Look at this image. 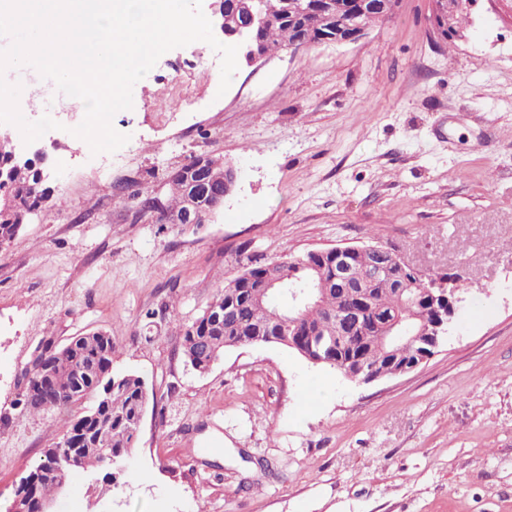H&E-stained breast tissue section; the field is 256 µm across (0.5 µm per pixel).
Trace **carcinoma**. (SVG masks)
<instances>
[{
	"label": "carcinoma",
	"instance_id": "cac0c4a2",
	"mask_svg": "<svg viewBox=\"0 0 512 512\" xmlns=\"http://www.w3.org/2000/svg\"><path fill=\"white\" fill-rule=\"evenodd\" d=\"M264 8L271 21L250 35L253 44L270 55L288 48L294 43L296 32L283 21L284 0H264ZM0 197L7 194L11 198V218L0 217V245L11 242L24 224L25 218L34 213L46 198L44 184L37 179L36 173L26 164L12 161L8 148L0 147ZM169 192L164 200L168 211L181 209L185 185L178 174L168 179ZM271 276L280 283L266 292V299L257 303L253 294L260 291L263 277ZM311 271L300 266L296 258L271 261L267 264L247 267L238 276L224 282L211 306L218 309L226 307L227 301L235 297L237 304L224 315L222 324H205L204 316L197 317L183 327L181 337L182 355L194 369L204 371L208 364L220 359L228 349L243 346L245 343L269 335V328L260 325V314L266 308L279 309L288 306V296L281 288L288 285L302 287L308 284ZM317 300L310 306L294 313L299 331L305 342L318 340L324 330L335 318L336 313L352 305L349 297L339 295L333 289L316 291ZM368 317L365 327L355 347L348 345L325 355L324 366L336 368L332 361L346 357L350 352L361 355L367 361L377 362L384 359L387 348L375 338V318L380 314L391 317H410L416 307L407 301V295L397 289L396 275L379 278L369 291L367 303ZM112 337L101 334L89 341L80 340L76 347L65 352L57 348L50 352V362L56 364L55 383L67 391L77 379V372L89 369L103 361H112ZM87 395L93 398L89 411L83 415H97L93 420H85V432L77 453L80 468L93 467L112 455L115 463H120L133 448L139 427L138 420L142 407L149 401L147 387L143 386L136 374L112 376V391L109 401L98 399L97 393Z\"/></svg>",
	"mask_w": 512,
	"mask_h": 512
}]
</instances>
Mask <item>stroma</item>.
Instances as JSON below:
<instances>
[{"mask_svg": "<svg viewBox=\"0 0 512 512\" xmlns=\"http://www.w3.org/2000/svg\"><path fill=\"white\" fill-rule=\"evenodd\" d=\"M430 12L399 0L359 41L239 63L223 94L208 44L172 49L115 114L129 141L108 162L41 137L51 195L0 246V512L84 409L25 413L24 370L92 331L150 401L122 466L73 472L54 512H512V0H477L450 41ZM201 154L238 170L223 209L139 212ZM336 245L451 277L434 355L366 384L276 344L186 364L181 327L225 280Z\"/></svg>", "mask_w": 512, "mask_h": 512, "instance_id": "obj_1", "label": "stroma"}]
</instances>
